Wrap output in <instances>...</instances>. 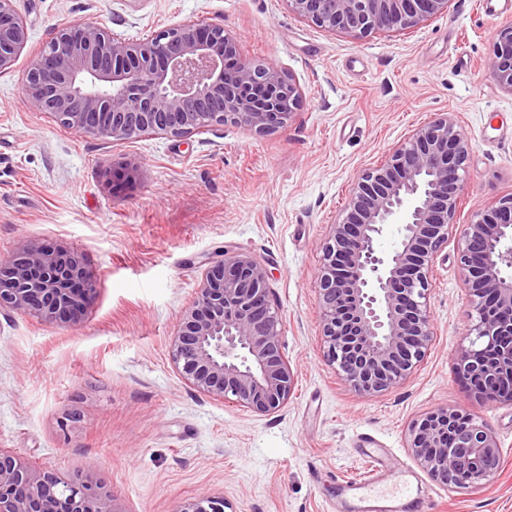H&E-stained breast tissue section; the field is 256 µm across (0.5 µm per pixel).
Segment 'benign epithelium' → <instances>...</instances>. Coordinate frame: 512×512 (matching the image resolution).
<instances>
[{"label":"benign epithelium","mask_w":512,"mask_h":512,"mask_svg":"<svg viewBox=\"0 0 512 512\" xmlns=\"http://www.w3.org/2000/svg\"><path fill=\"white\" fill-rule=\"evenodd\" d=\"M315 26L366 38L422 26L450 0H286ZM28 29L13 0H0V74L13 68ZM492 73L512 91V26L503 29ZM26 105L88 136L128 141L158 133L182 138L227 123L257 134L290 120L298 88L277 68L241 57L238 39L202 18L176 22L143 40L99 22L59 28L22 80ZM473 146L456 116L440 113L353 180L340 221L329 225L317 273L326 360L356 392L374 396L403 385L434 336L428 305L432 269L450 236L469 292V325L456 371L468 408L436 407L414 419L406 447L429 477L464 491L499 470L501 444L473 410L512 405V196L458 224L462 171ZM398 225L393 250H379ZM266 263L224 248L207 262L184 311L172 356L194 390L269 416L291 399L295 376L281 347L283 324ZM96 283L83 258L25 244L0 259V313L67 327L81 323ZM0 512H118L91 478L63 479L0 452ZM176 512H224V498L201 495Z\"/></svg>","instance_id":"obj_1"}]
</instances>
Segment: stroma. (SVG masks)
<instances>
[{"label": "stroma", "instance_id": "obj_1", "mask_svg": "<svg viewBox=\"0 0 512 512\" xmlns=\"http://www.w3.org/2000/svg\"><path fill=\"white\" fill-rule=\"evenodd\" d=\"M28 42L0 74V258L20 244L81 252L97 281L76 328L0 314V451L68 477L88 473L117 512H176L202 494L224 512H336L340 484L368 475L364 449L417 478L426 512H512V406L482 408L501 443L496 478L454 492L405 444L409 422L463 406L455 370L467 291L449 238L433 265L434 338L397 390L362 396L324 359L320 245L353 179L417 127L453 113L473 151L457 221L512 194V91L491 74L512 0H450L409 31L333 33L286 0H14ZM202 17L301 91L290 122L255 136L227 124L187 138L88 137L27 108L21 81L59 27L100 21L143 39ZM264 259L296 377L261 416L195 391L171 357L180 314L223 248Z\"/></svg>", "mask_w": 512, "mask_h": 512}]
</instances>
